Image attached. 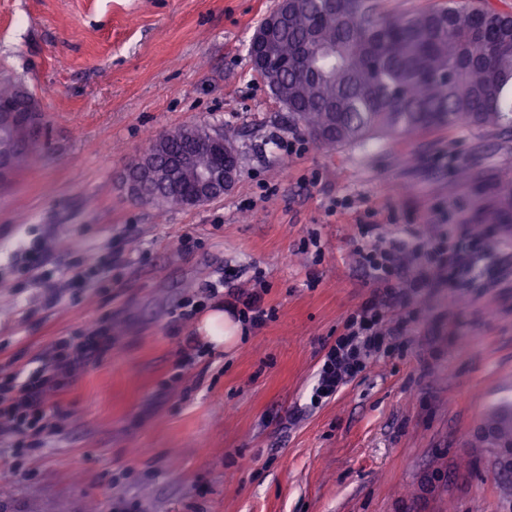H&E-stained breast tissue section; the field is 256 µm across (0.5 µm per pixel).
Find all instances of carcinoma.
<instances>
[{
    "instance_id": "cac0c4a2",
    "label": "carcinoma",
    "mask_w": 512,
    "mask_h": 512,
    "mask_svg": "<svg viewBox=\"0 0 512 512\" xmlns=\"http://www.w3.org/2000/svg\"><path fill=\"white\" fill-rule=\"evenodd\" d=\"M269 59L254 65L295 125L318 144L362 145L381 136L445 128L493 132L512 125V13L491 0H465L389 14L383 0H299L288 25L248 48ZM206 124L184 125L150 142L160 164L185 154L192 166L174 186L146 183L141 203L178 205L196 173L217 165L200 147ZM512 222V171L499 194ZM487 421L512 444V405Z\"/></svg>"
}]
</instances>
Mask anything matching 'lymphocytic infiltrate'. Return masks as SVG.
I'll list each match as a JSON object with an SVG mask.
<instances>
[{"label":"lymphocytic infiltrate","mask_w":512,"mask_h":512,"mask_svg":"<svg viewBox=\"0 0 512 512\" xmlns=\"http://www.w3.org/2000/svg\"><path fill=\"white\" fill-rule=\"evenodd\" d=\"M358 255L372 296L347 316L343 333L325 353L311 391L314 406L335 397L364 371L384 341L399 338L414 322L407 311L411 289L453 288L476 268L468 237L457 234L451 224L428 239L393 238ZM111 352L108 328L95 320L81 335L57 338L52 353L34 371L23 377L7 375L0 382V437L12 440L20 456L39 448L60 416L59 409L47 408L48 395L84 362Z\"/></svg>","instance_id":"lymphocytic-infiltrate-1"}]
</instances>
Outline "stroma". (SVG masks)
<instances>
[{
    "label": "stroma",
    "mask_w": 512,
    "mask_h": 512,
    "mask_svg": "<svg viewBox=\"0 0 512 512\" xmlns=\"http://www.w3.org/2000/svg\"><path fill=\"white\" fill-rule=\"evenodd\" d=\"M278 4L0 0V80L41 117L37 163L0 180V363L35 368L57 337L112 322L111 356L57 396L62 432L18 464L0 438V512H512L479 436L512 402V223L496 217L512 128L315 144L248 55ZM191 123L235 133L233 189L192 208L127 197L120 172ZM293 139L304 150L285 155ZM342 198L353 209L330 212ZM372 222L394 237L483 225L482 274L422 291L398 350L315 407L324 353L372 294L357 266ZM45 236L55 302L21 272ZM102 248L122 256L106 286L68 287ZM228 270L235 289L262 279L275 317L226 350L198 332L225 294L178 314Z\"/></svg>",
    "instance_id": "obj_1"
}]
</instances>
